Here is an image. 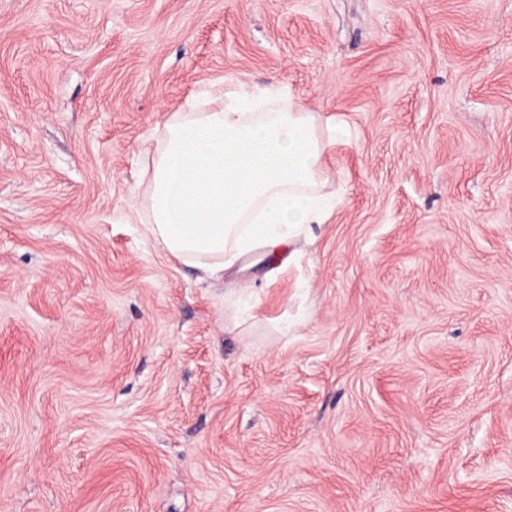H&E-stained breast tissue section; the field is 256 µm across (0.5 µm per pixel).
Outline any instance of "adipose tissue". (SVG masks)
Here are the masks:
<instances>
[{
	"instance_id": "1",
	"label": "adipose tissue",
	"mask_w": 512,
	"mask_h": 512,
	"mask_svg": "<svg viewBox=\"0 0 512 512\" xmlns=\"http://www.w3.org/2000/svg\"><path fill=\"white\" fill-rule=\"evenodd\" d=\"M209 93L222 108L176 112L156 129L140 222L155 248L200 280L220 281L246 254L273 253L325 223L332 206L319 193L322 156L345 129L280 88L256 94L228 80Z\"/></svg>"
}]
</instances>
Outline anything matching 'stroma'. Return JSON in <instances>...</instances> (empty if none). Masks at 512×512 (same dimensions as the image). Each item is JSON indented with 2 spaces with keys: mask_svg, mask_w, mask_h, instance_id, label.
Returning <instances> with one entry per match:
<instances>
[{
  "mask_svg": "<svg viewBox=\"0 0 512 512\" xmlns=\"http://www.w3.org/2000/svg\"><path fill=\"white\" fill-rule=\"evenodd\" d=\"M225 79L348 138L200 283L131 207ZM0 512H512V0H0Z\"/></svg>",
  "mask_w": 512,
  "mask_h": 512,
  "instance_id": "35a3bbf8",
  "label": "stroma"
}]
</instances>
